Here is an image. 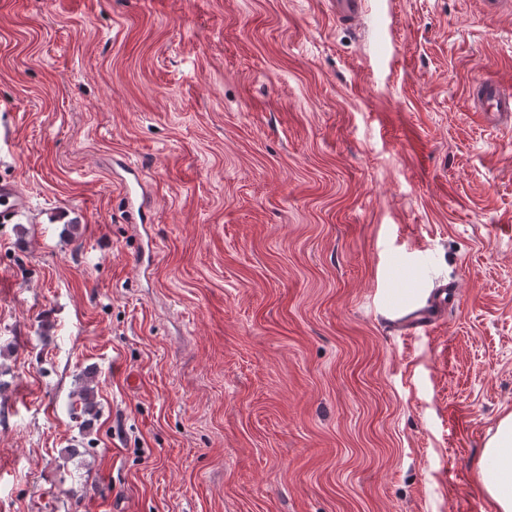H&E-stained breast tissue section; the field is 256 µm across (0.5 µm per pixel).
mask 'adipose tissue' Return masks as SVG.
<instances>
[{
  "label": "adipose tissue",
  "instance_id": "adipose-tissue-1",
  "mask_svg": "<svg viewBox=\"0 0 512 512\" xmlns=\"http://www.w3.org/2000/svg\"><path fill=\"white\" fill-rule=\"evenodd\" d=\"M482 466L492 472L485 490L497 512H512V412L500 418L482 454Z\"/></svg>",
  "mask_w": 512,
  "mask_h": 512
}]
</instances>
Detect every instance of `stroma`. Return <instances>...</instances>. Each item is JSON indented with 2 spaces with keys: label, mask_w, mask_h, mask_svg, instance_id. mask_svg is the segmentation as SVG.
<instances>
[{
  "label": "stroma",
  "mask_w": 512,
  "mask_h": 512,
  "mask_svg": "<svg viewBox=\"0 0 512 512\" xmlns=\"http://www.w3.org/2000/svg\"><path fill=\"white\" fill-rule=\"evenodd\" d=\"M490 77L512 0L354 27L329 0H0V183L27 199L0 223V512H496ZM450 281L427 334L390 332Z\"/></svg>",
  "instance_id": "stroma-1"
}]
</instances>
